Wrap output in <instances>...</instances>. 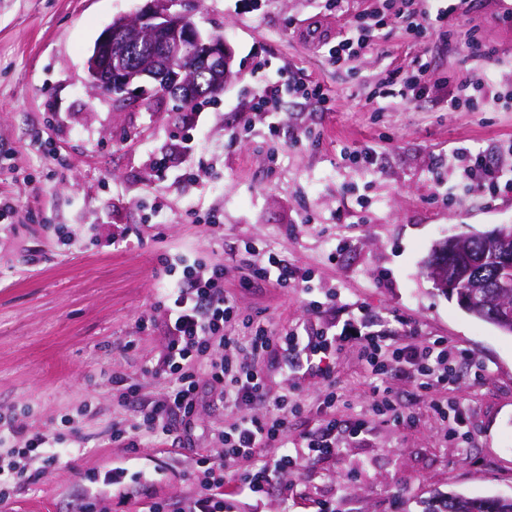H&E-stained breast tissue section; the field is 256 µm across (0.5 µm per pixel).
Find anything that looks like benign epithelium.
Returning <instances> with one entry per match:
<instances>
[{
    "mask_svg": "<svg viewBox=\"0 0 512 512\" xmlns=\"http://www.w3.org/2000/svg\"><path fill=\"white\" fill-rule=\"evenodd\" d=\"M153 6L134 16L112 20L95 42L87 66L90 83L104 99L121 98L132 90L145 89L147 78L158 94L176 95L189 106L202 95L196 75L211 76L208 93L216 97L230 78L232 56L218 33L202 35L179 6L184 0H151ZM201 44V53L187 54L184 46ZM121 94L113 93V85ZM434 287L448 289V262L443 259L427 266Z\"/></svg>",
    "mask_w": 512,
    "mask_h": 512,
    "instance_id": "benign-epithelium-1",
    "label": "benign epithelium"
}]
</instances>
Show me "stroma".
<instances>
[{
	"label": "stroma",
	"mask_w": 512,
	"mask_h": 512,
	"mask_svg": "<svg viewBox=\"0 0 512 512\" xmlns=\"http://www.w3.org/2000/svg\"><path fill=\"white\" fill-rule=\"evenodd\" d=\"M149 0H0V194L13 223L0 224V409L20 426L65 433L79 421L57 469L14 484L0 512H71L96 487L94 512H139L146 498L174 502L193 490L201 457L218 458L216 436L230 414L208 403L186 448L138 438L140 402L165 392L154 375L164 339L159 289L172 286L165 259L190 252L224 266V291L242 315L282 332L359 318L392 324L394 342L413 348L447 339L468 361L457 384L419 390L393 371L392 396L413 414L406 425L379 414L371 375L351 345L332 359L342 425L367 423L361 440L339 434L335 455L306 460L263 496H237L231 512H423L433 493L512 496V336L470 317L435 290L423 269L432 246L512 224V191L469 189L456 148L512 171V112H449L433 100L397 102L389 75L426 55L428 76L467 75L481 62L469 38L512 57V23L497 0H467L447 28L419 41L399 24L379 30L356 60L333 64L324 40L344 35L373 0H185L201 33L218 32L233 53L221 95L178 108L138 94L105 101L88 87L87 59L100 33ZM318 83L327 104L283 98L277 116L259 107L263 62ZM374 148L376 163L358 158ZM217 213L219 226L200 218ZM124 240L113 243L114 233ZM294 271L288 284L247 272L269 253ZM321 306L311 310L310 300ZM150 328L139 331V321ZM268 404L299 394L304 409L289 442L315 431L323 382L261 359ZM482 378H475V370ZM136 384L139 403L112 397V378ZM467 412L471 438L448 439L435 400ZM145 473L120 486L92 485L114 467Z\"/></svg>",
	"instance_id": "35a3bbf8"
}]
</instances>
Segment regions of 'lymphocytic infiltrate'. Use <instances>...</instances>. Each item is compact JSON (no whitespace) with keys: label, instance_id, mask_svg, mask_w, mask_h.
<instances>
[{"label":"lymphocytic infiltrate","instance_id":"obj_1","mask_svg":"<svg viewBox=\"0 0 512 512\" xmlns=\"http://www.w3.org/2000/svg\"><path fill=\"white\" fill-rule=\"evenodd\" d=\"M465 0H448L447 7H434L433 0H378L377 7L362 14L351 25L345 38L328 51L336 63L358 57L368 49L375 33L392 22L405 24L416 37H429L431 30L443 27L448 19L460 13ZM468 48L480 51L486 67L473 69L459 80L430 83L425 64L395 73L394 93L401 100L415 103L429 97L441 99L448 111L468 108L473 112L488 109L512 111V92L497 85L487 66H504V59L491 51L481 50L479 42L469 40ZM327 103L322 87L303 77L279 84L271 77L263 79L260 104L270 114H277L280 95ZM182 266L183 278L165 289L157 304L165 311L162 334L165 346L156 375L173 379L174 386L159 398L142 405L137 431L170 441L179 446L190 443L192 418L200 402L209 401L231 411V421L219 435L224 460L204 465L192 477L197 487L194 495L169 504L150 500L142 512H224L225 496L242 491L260 495L276 483L288 469L299 466L297 452L288 446V398L280 396L276 414L260 418L253 408L267 400V384L257 361L260 357L278 353L290 359L297 369H304L324 378L323 408L336 401V388L328 379V358L347 344L361 347L364 362L376 376L373 402L382 414L396 421H407L408 415L397 408L389 395L387 361H395L420 388L433 384L454 383L465 360L462 351L449 349L446 341L435 340L421 349L397 347L390 343L385 331L372 329L365 321L344 324L340 332L322 329L302 334L299 328L283 333L256 327L248 336H229L226 324L234 320L239 310L233 297L224 292V267L220 264L189 262L186 256L175 259ZM233 347L234 356L224 353ZM206 372L209 384L200 388L198 372ZM61 436L28 432L15 424L12 413H0V446L6 456L18 457L42 450L43 469L50 472L60 464ZM229 460L244 462L243 471L227 470Z\"/></svg>","mask_w":512,"mask_h":512}]
</instances>
